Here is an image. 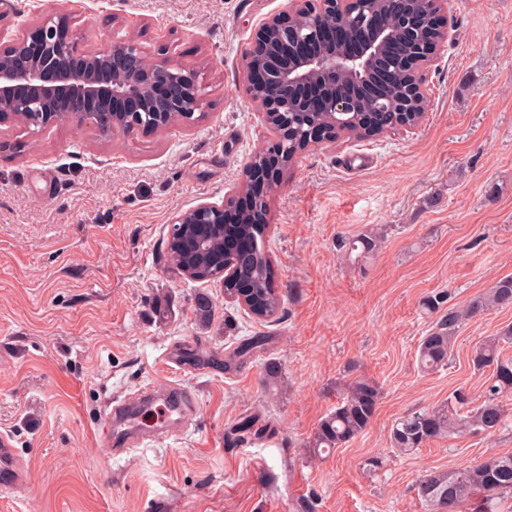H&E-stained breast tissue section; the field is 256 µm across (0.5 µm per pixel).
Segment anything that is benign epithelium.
<instances>
[{"label":"benign epithelium","instance_id":"benign-epithelium-1","mask_svg":"<svg viewBox=\"0 0 512 512\" xmlns=\"http://www.w3.org/2000/svg\"><path fill=\"white\" fill-rule=\"evenodd\" d=\"M419 0H379L363 25L372 38L359 48L350 46L353 30L336 20V4L360 7L363 0H288V10L262 22L254 32L251 61L244 72L246 92L271 125L273 139L263 160L253 158L244 178L231 193L233 210L201 203L177 213L172 223L183 225L179 242L195 261L215 258L211 243L237 254L246 245L225 225L251 218L261 221L266 190L288 167V139L297 131L311 144L326 142L309 124L313 112L352 111L355 93L346 82L384 85L366 111H388L386 101L397 98L398 112H413L428 98L427 75L438 56L431 48L448 41V25H440L447 0H429L432 9L417 11ZM26 94L16 93L18 86ZM315 86L318 94L303 89ZM205 87L201 70L186 68L171 56L145 61L142 48L131 40L115 41L103 51L75 52L72 38H63L57 22L46 19L28 28L9 47L0 50V121L18 112L28 122L44 126L67 120L90 124L106 136L141 127L138 118L154 115L158 130L177 120H190L202 111Z\"/></svg>","mask_w":512,"mask_h":512}]
</instances>
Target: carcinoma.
I'll return each mask as SVG.
<instances>
[{"label": "carcinoma", "mask_w": 512, "mask_h": 512, "mask_svg": "<svg viewBox=\"0 0 512 512\" xmlns=\"http://www.w3.org/2000/svg\"><path fill=\"white\" fill-rule=\"evenodd\" d=\"M230 231L255 242L251 256L242 265L251 274L256 288L251 301L252 311L272 316L281 307V296L274 282V271L263 247V224H232ZM378 240L364 235L352 240L350 251L363 257L373 253ZM447 294L439 292L425 300L424 308L437 314L429 332L418 348L420 367L429 372L447 365L452 356L461 325L491 307L512 306V276L499 279L486 293L474 297L464 307H444ZM512 343V327L497 336H490L472 349L473 369H490L486 395L477 405L461 389L431 408L412 412L396 420L390 431L391 446L408 455L424 445L446 437L462 434H491L504 417V399L512 397V357L501 355V344ZM380 393L368 379L355 381L348 387L336 409L316 428L309 447L320 454L339 448L366 430L377 409ZM418 492L433 512H460L470 502L471 512H494V501L512 497V455L492 456L480 463L465 465L454 472L431 473L419 480Z\"/></svg>", "instance_id": "cac0c4a2"}]
</instances>
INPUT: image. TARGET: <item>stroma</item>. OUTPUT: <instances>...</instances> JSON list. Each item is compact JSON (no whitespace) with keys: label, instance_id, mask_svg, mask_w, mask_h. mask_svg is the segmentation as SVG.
<instances>
[{"label":"stroma","instance_id":"1","mask_svg":"<svg viewBox=\"0 0 512 512\" xmlns=\"http://www.w3.org/2000/svg\"><path fill=\"white\" fill-rule=\"evenodd\" d=\"M288 0H0V46L49 17L72 18L77 53L131 38L150 57L201 68L194 121L112 137L68 121L0 123V434L32 463L0 512H428L417 484L512 455V409L490 435L392 448L400 417L455 389L474 402L487 373L475 343L512 307L463 323L448 365L425 374L423 302L465 306L512 275V0H448L450 36L412 133L311 147L271 194L264 246L283 298L261 318L219 282L167 261L172 217L222 203L267 141L243 82L244 54ZM380 236L357 259L345 242ZM208 294L209 322L194 313ZM263 348L229 360L240 339ZM276 363V383L266 366ZM380 392L371 425L321 455L309 442L344 389ZM182 386L193 413L115 455L100 435L115 397ZM257 433L236 440L239 420ZM379 458L371 471L366 462Z\"/></svg>","mask_w":512,"mask_h":512}]
</instances>
